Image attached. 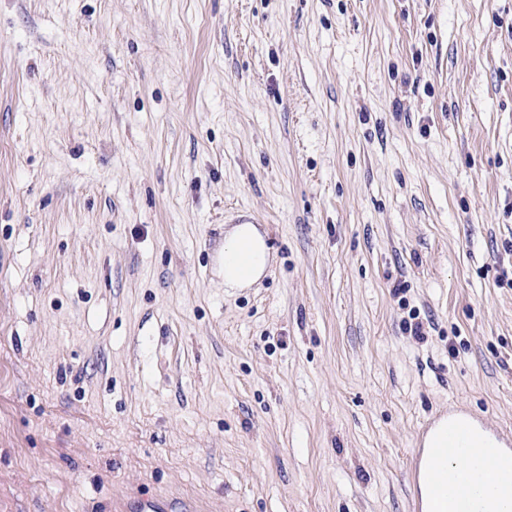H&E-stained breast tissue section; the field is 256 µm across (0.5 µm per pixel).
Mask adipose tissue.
<instances>
[{
	"mask_svg": "<svg viewBox=\"0 0 512 512\" xmlns=\"http://www.w3.org/2000/svg\"><path fill=\"white\" fill-rule=\"evenodd\" d=\"M224 286L238 291L256 284L267 272L271 255L255 225L238 224L224 237ZM468 438L482 445L485 456L496 460L494 468L461 458L438 459L441 469L464 473L480 499L478 512H508L512 504V449L504 448L488 430L470 423Z\"/></svg>",
	"mask_w": 512,
	"mask_h": 512,
	"instance_id": "obj_1",
	"label": "adipose tissue"
}]
</instances>
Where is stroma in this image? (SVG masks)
<instances>
[{
  "instance_id": "35a3bbf8",
  "label": "stroma",
  "mask_w": 512,
  "mask_h": 512,
  "mask_svg": "<svg viewBox=\"0 0 512 512\" xmlns=\"http://www.w3.org/2000/svg\"><path fill=\"white\" fill-rule=\"evenodd\" d=\"M452 408L512 431V0H0V512H412ZM223 263L228 291L249 288L265 275L271 254L254 224H237L224 236ZM173 504L155 496L137 495L121 503L116 512H169Z\"/></svg>"
}]
</instances>
